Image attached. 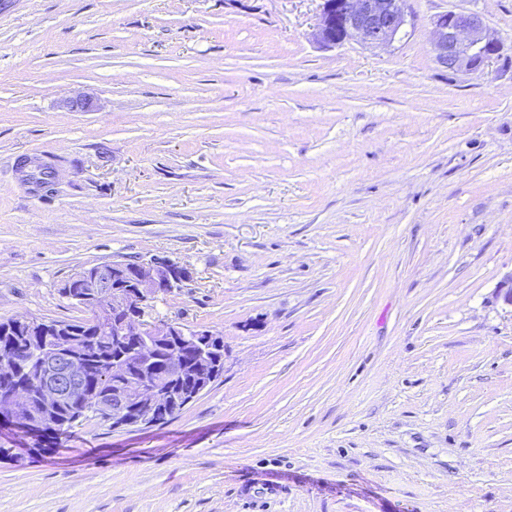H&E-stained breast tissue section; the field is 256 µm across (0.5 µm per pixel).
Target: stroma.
<instances>
[{"label":"stroma","mask_w":512,"mask_h":512,"mask_svg":"<svg viewBox=\"0 0 512 512\" xmlns=\"http://www.w3.org/2000/svg\"><path fill=\"white\" fill-rule=\"evenodd\" d=\"M407 6L325 48L320 0H0V319L159 256L192 278L150 317L224 339L174 420L1 457L0 512H512V0ZM433 26L436 60L450 72L483 75L499 55V41L487 33L476 14L448 11L434 19Z\"/></svg>","instance_id":"stroma-1"}]
</instances>
